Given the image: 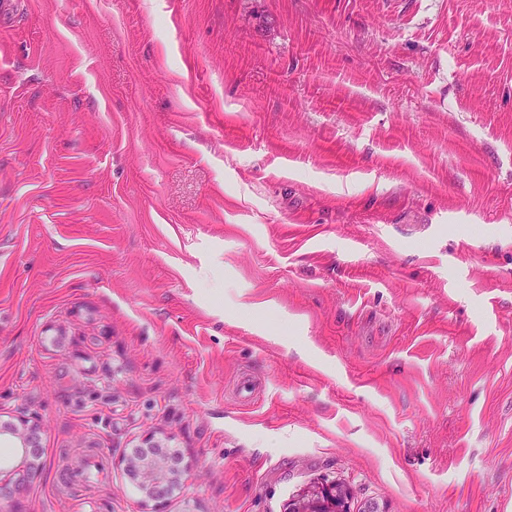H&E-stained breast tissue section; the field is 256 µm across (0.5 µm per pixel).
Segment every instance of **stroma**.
I'll use <instances>...</instances> for the list:
<instances>
[{"instance_id": "obj_1", "label": "stroma", "mask_w": 512, "mask_h": 512, "mask_svg": "<svg viewBox=\"0 0 512 512\" xmlns=\"http://www.w3.org/2000/svg\"><path fill=\"white\" fill-rule=\"evenodd\" d=\"M250 378L251 399L237 396ZM28 512H512V0H21L0 423ZM96 454L106 476L74 485ZM10 433L16 436L21 443V462L17 471L38 470L41 466L40 427L31 425L28 421L20 419L19 423L12 427ZM146 445L143 453L125 458V468L145 500L163 504L181 482L184 467L181 470L179 457L160 448L164 444L149 438ZM347 493L337 483L310 487L292 502L289 512H350Z\"/></svg>"}]
</instances>
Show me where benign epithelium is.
I'll list each match as a JSON object with an SVG mask.
<instances>
[{
  "label": "benign epithelium",
  "instance_id": "obj_1",
  "mask_svg": "<svg viewBox=\"0 0 512 512\" xmlns=\"http://www.w3.org/2000/svg\"><path fill=\"white\" fill-rule=\"evenodd\" d=\"M10 433L21 443L19 470L29 472L39 469L42 459L40 427L21 419L10 429ZM146 445L143 453L125 458V468L145 500L163 504L181 482L180 458L168 454L161 444L151 438ZM289 512H350L347 491L329 484L310 487L292 502Z\"/></svg>",
  "mask_w": 512,
  "mask_h": 512
}]
</instances>
